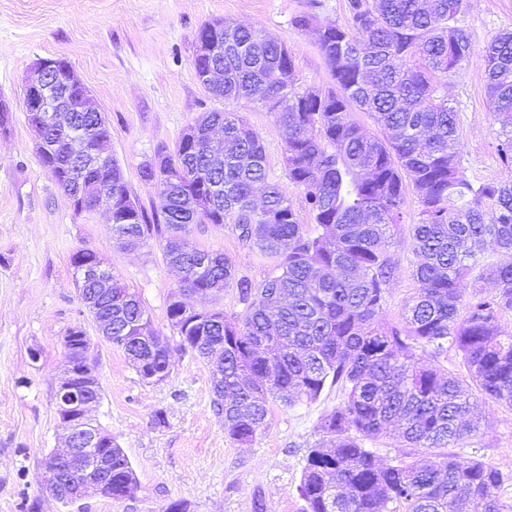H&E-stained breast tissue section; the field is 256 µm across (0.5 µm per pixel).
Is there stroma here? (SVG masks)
<instances>
[{
	"label": "stroma",
	"instance_id": "obj_1",
	"mask_svg": "<svg viewBox=\"0 0 512 512\" xmlns=\"http://www.w3.org/2000/svg\"><path fill=\"white\" fill-rule=\"evenodd\" d=\"M348 0H0V95L12 107L0 133V512H306L299 486L310 448L323 443L321 417L342 399L338 387L292 407L270 401L268 426L249 443L232 440L213 409L211 365L193 352L171 347L169 377L141 379L126 354L99 335L75 284L73 253L96 249L105 267L142 300L153 329L169 332L167 307L179 291L176 272L155 239L131 249L112 237L106 205L75 213L41 166L24 111L22 78L39 57L70 61L92 92L111 130L109 149L127 187L149 219L161 217L163 199L142 181L140 168L172 151L201 113H242L262 139L271 181L306 215L303 191L288 180L282 159L287 134L271 113L245 101L213 98L192 66L194 35L221 19L261 29L285 43L295 59L300 89L330 86L314 29L295 16L344 22ZM459 24L474 51L459 75L449 78L448 101L458 114L461 163L472 181H501L508 173L497 153L499 126L489 108L479 54L497 33L512 31V0H467ZM406 222L390 253L399 272L380 316L382 326L402 322L414 294L415 257L410 221L419 204L406 191ZM189 239L199 249L224 253L238 275L262 283L272 259L240 241L232 225L193 224ZM79 326L88 336L87 358L102 395L92 410L130 461L134 492L122 499L96 493L63 504L43 486L45 461L66 431L55 409L64 372L63 338ZM479 432L456 453L491 464L503 476L498 490L512 512V408L478 399Z\"/></svg>",
	"mask_w": 512,
	"mask_h": 512
}]
</instances>
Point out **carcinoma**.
I'll list each match as a JSON object with an SVG mask.
<instances>
[{"instance_id": "carcinoma-1", "label": "carcinoma", "mask_w": 512, "mask_h": 512, "mask_svg": "<svg viewBox=\"0 0 512 512\" xmlns=\"http://www.w3.org/2000/svg\"><path fill=\"white\" fill-rule=\"evenodd\" d=\"M465 0H348L347 20L294 18L316 26L317 48L333 85L296 87L288 48L251 26L211 24L194 36V70L208 65L203 45L224 43V88L209 94L247 100L272 113L288 131L283 166L303 190L313 223L303 222L280 186L269 180L259 134L237 112L202 113L199 135L224 126V163L211 167L201 141L181 136L168 168L145 162L141 178L166 187L160 249L170 266L192 269L197 255L219 270L202 274L191 294L215 295L235 287L244 314L190 310L174 299L167 308L179 346L210 359L223 345L224 388L212 384L224 431L251 442L268 425L269 402H313L327 384L344 400L325 414L319 431L330 447L310 450L299 487L308 512H504L496 490L500 472L480 460L448 453L479 429L472 390L512 407V336L498 315L512 310V181L467 179L460 167L457 113L448 106V76L471 55L458 25ZM487 97L500 125L498 152L512 173V32L485 45ZM367 114L380 128L371 136L351 118ZM40 163L60 188L83 177L67 164L68 131L42 129ZM120 166L93 174L117 210L112 237L126 247L146 243L151 226L132 199ZM419 202L410 225L417 283L402 327L382 328L378 317L397 273L389 252L393 230L404 221L406 186ZM191 224H232L239 240L276 259L260 285L237 277L223 253L184 241ZM497 258L485 260L487 242ZM96 260L83 247L72 256L85 288L82 264ZM479 270L496 284L492 296L465 297L460 282ZM112 344L127 356L139 322H150L140 297L114 280ZM462 353L470 382L442 368L448 345ZM149 367L170 371V340L158 331L141 344ZM421 353H416V349ZM408 451L387 461L365 442L388 428ZM112 453V495L132 494L134 470L117 444ZM420 461H407L412 454Z\"/></svg>"}]
</instances>
